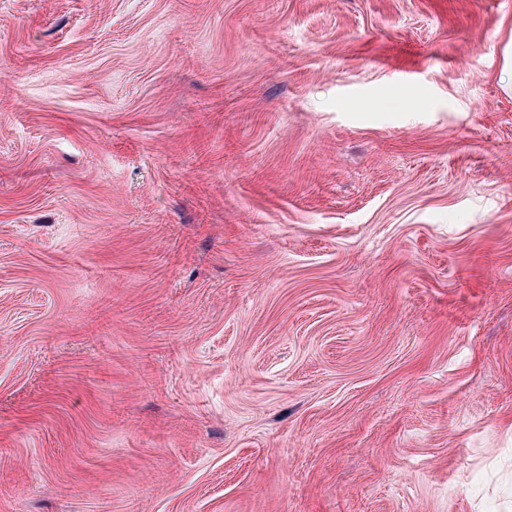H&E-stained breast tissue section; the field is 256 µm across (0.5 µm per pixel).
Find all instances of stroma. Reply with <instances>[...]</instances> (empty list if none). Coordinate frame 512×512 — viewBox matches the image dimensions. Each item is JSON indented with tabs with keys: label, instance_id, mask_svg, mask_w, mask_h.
I'll return each instance as SVG.
<instances>
[{
	"label": "stroma",
	"instance_id": "1",
	"mask_svg": "<svg viewBox=\"0 0 512 512\" xmlns=\"http://www.w3.org/2000/svg\"><path fill=\"white\" fill-rule=\"evenodd\" d=\"M0 512H512V0H0Z\"/></svg>",
	"mask_w": 512,
	"mask_h": 512
}]
</instances>
